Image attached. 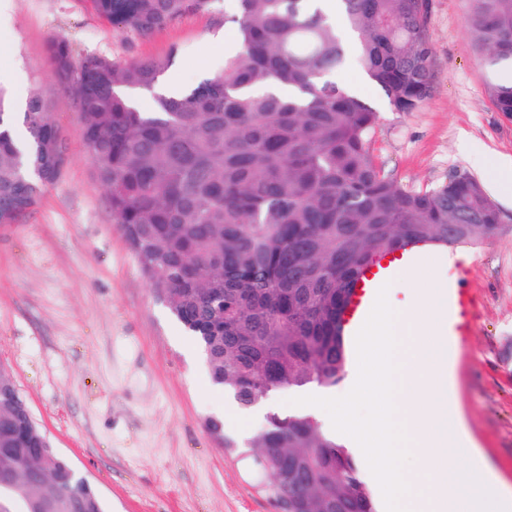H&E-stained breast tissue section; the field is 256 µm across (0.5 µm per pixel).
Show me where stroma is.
<instances>
[{"label": "stroma", "mask_w": 512, "mask_h": 512, "mask_svg": "<svg viewBox=\"0 0 512 512\" xmlns=\"http://www.w3.org/2000/svg\"><path fill=\"white\" fill-rule=\"evenodd\" d=\"M468 0H432L434 92L397 112L355 62L335 76L379 113L369 146L402 188L419 191L464 171L487 187L500 228L462 246L465 263L440 279L470 289L471 329L450 337L464 423L477 451L512 494V201L489 188L484 159L512 157V119L497 112L487 72L465 33ZM67 38L75 57L120 63L180 54L165 82L191 88L219 70L231 28L220 13L188 14L147 38L110 25L84 0H11L12 51L0 66L20 76L6 99L41 90L68 147L60 178L23 221L0 224V363L54 448L101 492L110 512H273L249 459L208 430L246 440L263 423L229 416L201 348L153 293L112 222L72 98L54 82L45 46Z\"/></svg>", "instance_id": "1"}]
</instances>
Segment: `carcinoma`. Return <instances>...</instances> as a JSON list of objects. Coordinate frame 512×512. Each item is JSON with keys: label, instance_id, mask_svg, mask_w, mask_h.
Wrapping results in <instances>:
<instances>
[{"label": "carcinoma", "instance_id": "1", "mask_svg": "<svg viewBox=\"0 0 512 512\" xmlns=\"http://www.w3.org/2000/svg\"><path fill=\"white\" fill-rule=\"evenodd\" d=\"M100 18L149 37L218 0H84ZM237 48L178 96L156 92L179 53L118 63L52 37L46 60L74 99L85 146L117 224L158 299L200 346L211 382L243 409L271 393L344 377L336 302L367 260L403 243L477 244L500 212L455 172L408 191L370 151L377 110L332 81L348 60L336 22L313 0H232ZM465 33L489 75L512 65V0H469ZM359 34L356 59L398 112L432 95L428 0H338ZM153 96L148 112L119 92ZM512 117V83L488 79ZM67 160L45 96L24 112L0 95V218L38 205ZM224 449L251 453L258 481L288 512H375L349 451L321 427L270 413L243 445L208 420ZM0 397V500L11 512H107L74 464L43 448ZM42 462L36 466V462Z\"/></svg>", "mask_w": 512, "mask_h": 512}]
</instances>
